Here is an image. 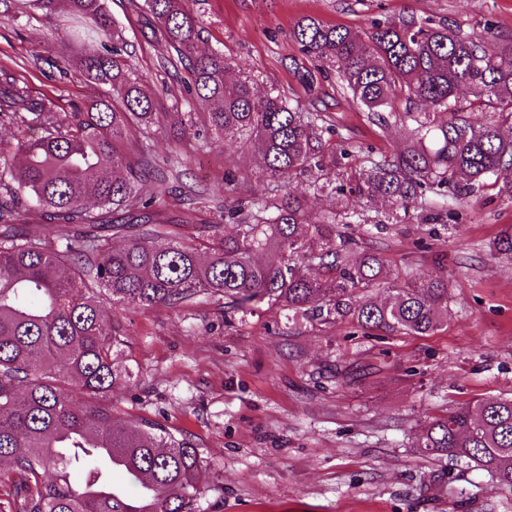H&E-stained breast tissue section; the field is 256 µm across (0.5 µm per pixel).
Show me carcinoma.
<instances>
[{
  "label": "carcinoma",
  "instance_id": "carcinoma-1",
  "mask_svg": "<svg viewBox=\"0 0 512 512\" xmlns=\"http://www.w3.org/2000/svg\"><path fill=\"white\" fill-rule=\"evenodd\" d=\"M0 3L75 19L76 52L60 49L49 65L110 87L106 98L65 112L21 72L0 67V126L16 131L15 142L0 141V464L16 490L0 512H136L142 498L144 512H197L209 473L187 435L146 420L117 424L104 403L132 377L106 299L114 308H183L219 295L243 317L267 304L289 320L348 317L367 333L430 335L447 324L448 276L390 277L377 253L353 255L359 213L314 216L306 197L289 192L224 208L222 223L209 226L204 263L175 235L157 247L156 193H141L124 136L133 122L163 128L171 113L156 111L136 76L108 0ZM143 9L188 62L187 96L207 105L201 118L177 113L183 132L256 152L275 182L307 174L316 192L344 190L333 174L349 153L325 152V113L301 112L275 89L260 96L248 76L227 80L223 53L198 52L203 19L185 0H144ZM293 38L335 67L343 91L380 124L404 104L412 144L367 157L348 182L349 193L388 205L387 222L423 208L428 193L460 201L491 187L512 203V38L463 36L412 16L364 33L310 17ZM90 195L94 209L85 205ZM31 210L42 223L24 220ZM114 237L125 246L113 249ZM489 250L512 258V228ZM259 253L274 259L260 263ZM378 288L390 292L386 300L373 297ZM413 447L470 463L512 491V398L484 397L427 420ZM99 448L126 461L129 486L110 497L86 492V483L113 475Z\"/></svg>",
  "mask_w": 512,
  "mask_h": 512
}]
</instances>
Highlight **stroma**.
I'll list each match as a JSON object with an SVG mask.
<instances>
[{
	"label": "stroma",
	"instance_id": "obj_1",
	"mask_svg": "<svg viewBox=\"0 0 512 512\" xmlns=\"http://www.w3.org/2000/svg\"><path fill=\"white\" fill-rule=\"evenodd\" d=\"M141 3L109 0V7L158 111H204L201 102L185 104L188 71L175 65ZM200 10L201 49L222 51L233 75L251 76L258 90L327 113L340 131L333 147L346 142L376 156L406 148L408 128L373 123L335 75L302 54L291 37L300 20L367 31L411 15L512 37V0H205ZM70 26L63 14L0 11V65L24 60L63 107L106 94L76 70L47 77L48 58L71 42ZM145 138L163 143L179 164L165 169V191L151 178L141 188L157 192L158 222L189 242L220 223L221 206H248L276 188L251 152L203 146L174 129L129 127L127 142ZM287 189L307 195L315 212L363 213L370 228L358 241L380 252L391 274L417 267L447 274V325L431 335L374 338L346 318L293 323L275 307L242 319L214 298L182 309L117 308L112 324L134 378L112 390L115 420H151L198 445L210 473L198 512H512V492L487 472L412 446L423 420L459 403L512 396V259L488 249L512 227V203L487 188L460 205L432 195L427 208L453 211V225L422 223L417 210L383 225L381 204L312 193L302 175Z\"/></svg>",
	"mask_w": 512,
	"mask_h": 512
}]
</instances>
